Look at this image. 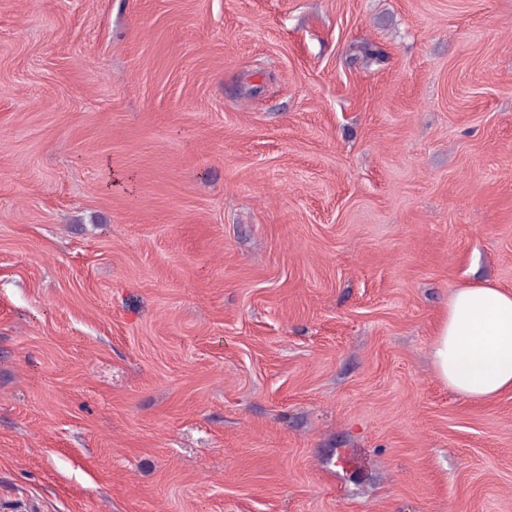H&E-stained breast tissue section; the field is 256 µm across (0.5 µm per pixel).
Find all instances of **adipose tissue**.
<instances>
[{
    "label": "adipose tissue",
    "instance_id": "adipose-tissue-1",
    "mask_svg": "<svg viewBox=\"0 0 512 512\" xmlns=\"http://www.w3.org/2000/svg\"><path fill=\"white\" fill-rule=\"evenodd\" d=\"M431 355L438 375L472 401L512 388V294L498 288L455 289Z\"/></svg>",
    "mask_w": 512,
    "mask_h": 512
}]
</instances>
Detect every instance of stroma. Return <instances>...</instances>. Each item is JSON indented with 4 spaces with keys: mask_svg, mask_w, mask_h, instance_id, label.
<instances>
[{
    "mask_svg": "<svg viewBox=\"0 0 512 512\" xmlns=\"http://www.w3.org/2000/svg\"><path fill=\"white\" fill-rule=\"evenodd\" d=\"M465 286L512 0H0V512H512ZM431 355L438 375L472 401L512 388V294L498 288H457Z\"/></svg>",
    "mask_w": 512,
    "mask_h": 512,
    "instance_id": "obj_1",
    "label": "stroma"
}]
</instances>
